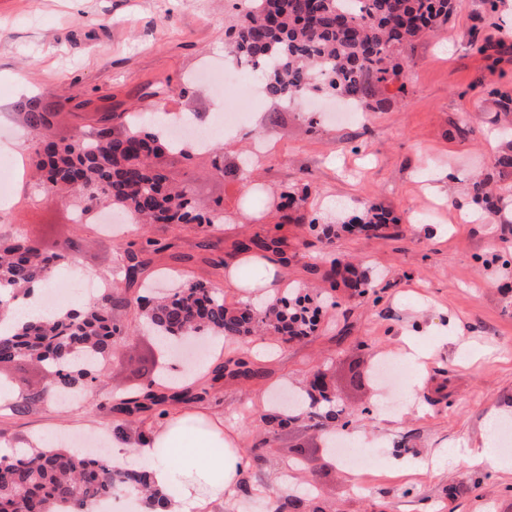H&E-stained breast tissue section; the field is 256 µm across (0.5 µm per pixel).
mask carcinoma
Here are the masks:
<instances>
[{
  "label": "carcinoma",
  "mask_w": 512,
  "mask_h": 512,
  "mask_svg": "<svg viewBox=\"0 0 512 512\" xmlns=\"http://www.w3.org/2000/svg\"><path fill=\"white\" fill-rule=\"evenodd\" d=\"M453 0H248L238 23L225 42L230 64H252L266 96L286 102L309 90H327L352 96L362 105L375 91L399 76L400 53L406 44L446 24ZM32 142V162L41 182L54 195H70L82 214L108 205L137 223L177 226L222 224L224 210L202 212L196 189L170 182L165 159L190 160L193 149L173 147L165 131L166 113L131 115L105 112L94 124L75 129L69 138L51 133L53 114L38 99L18 105ZM396 223L386 208L370 204L353 216L350 231L382 233ZM277 237H244L237 250L276 251ZM159 251L151 239L139 249L125 250V286L104 290L75 310L24 323L17 332L0 334V361L27 362L42 369L46 386L21 395L15 410L23 413L43 404L48 397L69 394L76 387L89 390L97 380L96 368L112 353L110 338L123 333L114 311L137 308L144 321L175 351L189 336L211 341L245 338L271 332L285 341L314 334L318 312L305 313L299 302L274 297L261 306L224 305V291L195 281L173 292L151 298L136 287L149 265L146 252ZM70 261L69 248L18 238L0 247V312L19 296H27L38 281L52 282L56 267ZM322 280L334 289L344 283L363 295L370 287L366 273L350 275L349 266L331 259ZM250 382L261 370L240 357L233 367L217 366L214 379L224 375ZM206 387H184L157 392L147 387L127 398H106L93 404L102 419L123 416L115 431L141 429L145 413L159 417L169 408L203 401ZM301 408L313 427L324 430L339 419L342 410L335 394L309 384L306 398L288 404L272 425L274 433L296 420ZM144 494L155 512L167 507L168 496L152 492L146 472L121 471L99 463L85 453L62 448H31L21 453L0 454V512H87L97 498L121 492ZM276 512H319L306 500L288 495Z\"/></svg>",
  "instance_id": "cac0c4a2"
}]
</instances>
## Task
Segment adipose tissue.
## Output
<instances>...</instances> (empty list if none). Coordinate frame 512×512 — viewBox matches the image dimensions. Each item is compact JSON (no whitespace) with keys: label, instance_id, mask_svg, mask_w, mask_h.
Returning <instances> with one entry per match:
<instances>
[{"label":"adipose tissue","instance_id":"1","mask_svg":"<svg viewBox=\"0 0 512 512\" xmlns=\"http://www.w3.org/2000/svg\"><path fill=\"white\" fill-rule=\"evenodd\" d=\"M190 416L203 424L204 434L189 440L184 435V422ZM239 438V431L225 427L222 419L210 418L198 409L188 414L179 412L165 418L148 436L126 434L113 442L112 464L120 469L147 467L151 487L163 491L171 483L174 460L196 449H222L221 457L201 459L193 469L184 472V491L171 501L168 509V512H202L203 508L229 503L237 496L249 468V460L238 445ZM158 448L170 449L171 460L155 461L154 451Z\"/></svg>","mask_w":512,"mask_h":512}]
</instances>
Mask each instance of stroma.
Segmentation results:
<instances>
[{"instance_id": "stroma-1", "label": "stroma", "mask_w": 512, "mask_h": 512, "mask_svg": "<svg viewBox=\"0 0 512 512\" xmlns=\"http://www.w3.org/2000/svg\"><path fill=\"white\" fill-rule=\"evenodd\" d=\"M236 3L0 0V177L12 186L0 235L32 236L54 225L58 240L75 241L83 272L117 282L127 243L152 239L163 249L145 278L165 288L206 280L229 305L245 296L225 286L221 263L245 237L278 232L289 256L279 278L300 298H318L326 254L359 264L369 272V294L339 286L335 304H322L313 336L287 344L272 336L228 340L208 360L252 358L262 379L195 374L209 389L205 407L240 429L242 450L270 442L252 461L233 512H274L278 498L308 485L322 512H512V436L499 430L512 425V215L485 221L472 197L475 180L489 179L498 196L505 184L493 159L512 144L498 129L496 105L498 93H512V32L503 20L512 0H456L446 28L407 47L397 81L370 98L362 123L312 126L305 108L287 110L268 97L239 101L244 127L216 140L229 177L215 173L209 152L167 168L173 182L197 188L203 207H223L228 220L218 227L136 224L110 240L95 218L74 223L72 202L47 197L32 177L31 144L15 108L23 98L43 97L60 138L90 112H151L162 103L212 112L210 94L187 81L204 61L223 59ZM481 44L488 54L478 53ZM181 87L186 95H178ZM259 141L269 144L270 158L238 174ZM438 177L445 193L434 199L425 186ZM288 190L306 191L309 216L326 218L340 202L349 217L372 201L398 222L380 235L342 231L325 246L307 225L282 222L268 207ZM115 317L134 331L99 366L94 391L66 409L54 398L23 413L1 403L0 448H18L38 431L55 446L87 436L112 441L113 424L95 416L94 400L146 386L154 369L172 365L136 310ZM414 344L422 364L399 390L370 380L372 363L405 359ZM316 370L350 421L347 436L379 448L382 467L369 477L325 448L307 418L266 435L260 417L277 413L272 394L302 391ZM487 440L497 463L472 465L463 449ZM451 448L457 456H448Z\"/></svg>"}]
</instances>
